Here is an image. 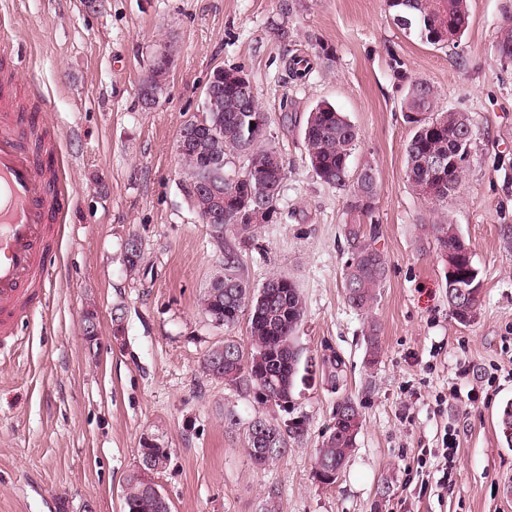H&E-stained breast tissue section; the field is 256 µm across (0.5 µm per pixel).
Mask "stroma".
<instances>
[{"label": "stroma", "mask_w": 512, "mask_h": 512, "mask_svg": "<svg viewBox=\"0 0 512 512\" xmlns=\"http://www.w3.org/2000/svg\"><path fill=\"white\" fill-rule=\"evenodd\" d=\"M512 0H470L459 45L436 49L398 29L386 0H0V65L61 149L62 189L72 207L52 254L41 305L21 316L0 348V512H69L92 500L122 512L121 485L143 437L171 449L157 481L173 512H512V448L499 414L512 402V252L499 227L512 224V66L494 53ZM334 57L317 58L318 44ZM170 53L166 89L154 108L140 85L155 58ZM296 56L312 60L289 80ZM239 66L269 117L268 138L283 157L279 216L259 224L243 252L254 287L282 274L301 288L305 357L336 355L338 383L318 379L296 391L307 434L280 460L251 463L240 429L252 398L200 369L225 330L201 312L216 272L218 243L192 202L176 152L182 125L200 110L213 71ZM434 85L444 108L468 113L477 147L447 213L469 244L482 281L476 318L448 310L447 269L423 225L439 220L409 188L400 110L403 79ZM321 101L359 133L351 167L371 163L378 247L390 271L365 313L350 308L341 193L313 173L302 126ZM142 243L127 269L124 245ZM94 306L102 346L88 355L82 312ZM375 323L382 354L363 363L364 332ZM361 404L356 448L336 483L312 470L337 402ZM454 430L460 465L440 486L442 437Z\"/></svg>", "instance_id": "35a3bbf8"}]
</instances>
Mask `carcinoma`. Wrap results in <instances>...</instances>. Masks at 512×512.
<instances>
[{
    "instance_id": "obj_1",
    "label": "carcinoma",
    "mask_w": 512,
    "mask_h": 512,
    "mask_svg": "<svg viewBox=\"0 0 512 512\" xmlns=\"http://www.w3.org/2000/svg\"><path fill=\"white\" fill-rule=\"evenodd\" d=\"M387 6L397 28L437 49L457 45L468 26L467 0H387ZM494 51L502 64H512L511 17L500 27ZM235 72L234 67L224 69V90L219 99L202 101V118L195 119L199 125L197 140L187 148L183 161L190 179L205 180L214 165L210 146L215 142L220 144L224 211L234 222L224 224V233L218 236L219 275L224 288L203 292L200 307L209 319L216 313L224 315L227 329L246 320L250 346L245 348L227 338L221 342L224 370H215L209 350L201 367L206 375L223 381L258 404L262 400L253 394L256 389L287 402L280 411L288 415L295 410L292 400L298 385L308 383L315 375L309 370V363L302 362L303 350L297 341L306 315L303 294L295 281L282 275L268 278V283L279 284L277 288H250L241 251L224 244L228 233L242 243L249 240L254 225L241 215L255 204L275 216L279 214L278 204L286 179L284 160L267 144L268 115L256 96L249 99L242 96ZM163 92L162 86L141 84L143 105L153 108ZM439 100L440 94L433 85L415 79L408 83L401 102L405 121L411 127L406 146V179L415 192L422 182L431 183L435 196L426 202L435 210L447 207L448 197L457 192L469 168L467 163L448 166L455 146L463 142L473 149L476 144L473 119L464 112L442 108ZM303 140L316 177L345 197L344 298L352 309L366 312L377 301L389 273L387 256L376 246L379 234L376 200L380 194L377 171L372 167L358 179L350 174L349 158L358 143V131L329 103H320L309 112L303 126ZM234 156L247 159L243 170L231 167ZM426 230L436 242L441 259L459 261L457 271L461 276L451 289L452 303L448 304V310L458 322L467 324L481 305V292L468 288L467 274L476 265L465 256V240L457 225L450 221L429 224ZM364 340V364L371 368L378 363L381 353L374 325L368 326ZM226 419L233 427L243 426L247 454L257 466L281 459L288 451V444L306 433V420L302 416L291 418L285 425L262 416L246 423L231 413ZM258 424L276 438L274 447L262 458L252 453V432ZM361 427L360 404L348 396L339 400L333 420L318 445L313 471L321 472L325 478L339 475L356 446ZM143 485L139 472L131 470L126 474L121 486L124 512H172L166 496L149 494Z\"/></svg>"
}]
</instances>
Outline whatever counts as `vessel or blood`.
Wrapping results in <instances>:
<instances>
[{
  "label": "vessel or blood",
  "instance_id": "1",
  "mask_svg": "<svg viewBox=\"0 0 512 512\" xmlns=\"http://www.w3.org/2000/svg\"><path fill=\"white\" fill-rule=\"evenodd\" d=\"M36 123L31 113L16 111L10 82H0V342L38 306L52 225L69 207L52 187L53 170L31 148Z\"/></svg>",
  "mask_w": 512,
  "mask_h": 512
}]
</instances>
